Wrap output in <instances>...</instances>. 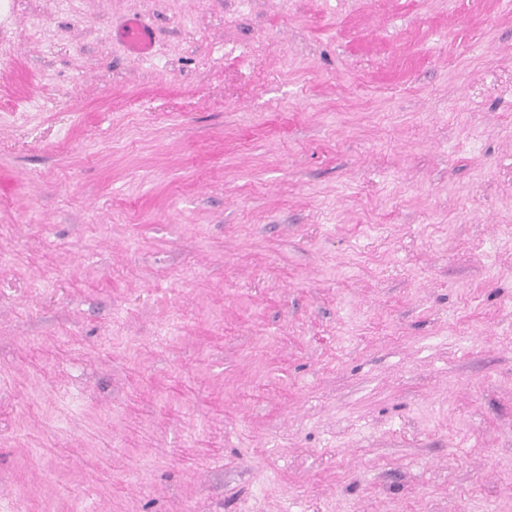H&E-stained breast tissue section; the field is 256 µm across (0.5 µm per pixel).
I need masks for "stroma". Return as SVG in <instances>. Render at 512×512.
Returning <instances> with one entry per match:
<instances>
[{
	"mask_svg": "<svg viewBox=\"0 0 512 512\" xmlns=\"http://www.w3.org/2000/svg\"><path fill=\"white\" fill-rule=\"evenodd\" d=\"M0 512H512V0H0ZM123 40L129 50L136 54H143L148 48L151 35L149 30L139 22L127 24V29L123 31Z\"/></svg>",
	"mask_w": 512,
	"mask_h": 512,
	"instance_id": "35a3bbf8",
	"label": "stroma"
}]
</instances>
